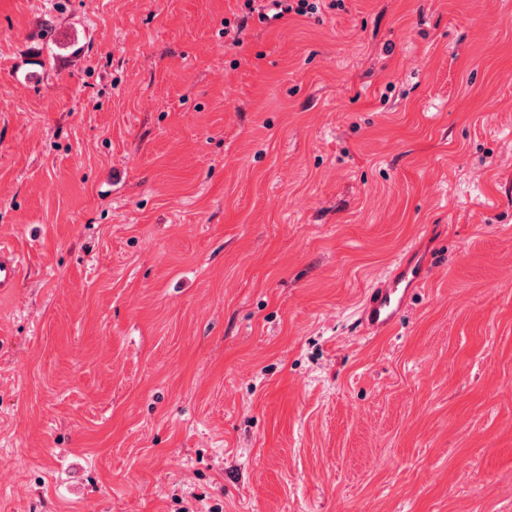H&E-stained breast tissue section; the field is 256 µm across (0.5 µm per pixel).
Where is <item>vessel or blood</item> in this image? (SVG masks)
<instances>
[{
  "label": "vessel or blood",
  "mask_w": 512,
  "mask_h": 512,
  "mask_svg": "<svg viewBox=\"0 0 512 512\" xmlns=\"http://www.w3.org/2000/svg\"><path fill=\"white\" fill-rule=\"evenodd\" d=\"M22 261L0 245V294L14 288ZM434 267L432 253L418 246L406 248L394 261L388 274L371 288L361 310L360 320L368 335L383 336L396 327L414 293L427 282Z\"/></svg>",
  "instance_id": "obj_1"
}]
</instances>
